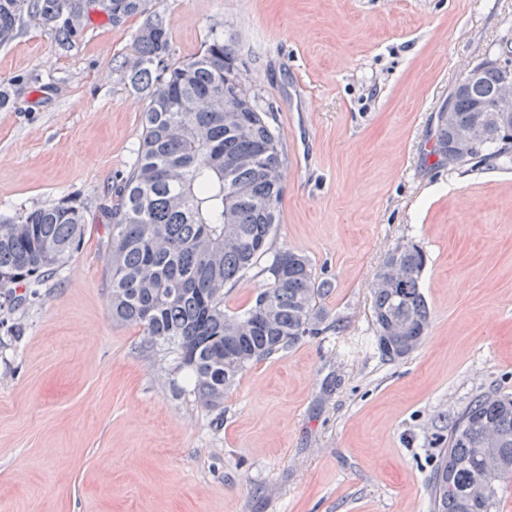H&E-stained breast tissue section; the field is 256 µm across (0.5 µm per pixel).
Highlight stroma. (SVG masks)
<instances>
[{"mask_svg": "<svg viewBox=\"0 0 512 512\" xmlns=\"http://www.w3.org/2000/svg\"><path fill=\"white\" fill-rule=\"evenodd\" d=\"M171 59L232 40L288 155L272 238L331 291L333 328L247 368L224 414L113 322L106 211L148 100L119 64L142 16L92 12L74 48L22 24L0 78V216L76 195L79 250L23 305L0 304V512H431L448 430L512 395V164L451 167L438 117L497 57L512 0H145ZM40 84H28L31 76ZM401 242L426 256L430 326L406 359L375 344L371 285Z\"/></svg>", "mask_w": 512, "mask_h": 512, "instance_id": "35a3bbf8", "label": "stroma"}]
</instances>
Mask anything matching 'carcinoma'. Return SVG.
Instances as JSON below:
<instances>
[{
	"label": "carcinoma",
	"instance_id": "obj_1",
	"mask_svg": "<svg viewBox=\"0 0 512 512\" xmlns=\"http://www.w3.org/2000/svg\"><path fill=\"white\" fill-rule=\"evenodd\" d=\"M119 23L145 16L135 54L124 60L131 86L148 97L136 160L108 209L106 244L112 320L142 329L145 343L186 373L198 402L224 414V394L251 365L319 334L318 303L331 288L308 257L271 252V236L287 166L282 137L254 95H224L239 71L233 44L214 34L203 50L168 62L165 16L144 0H0V46L22 16L48 29L67 50L91 11ZM502 74L458 86L449 100L454 127L499 141L474 150L466 163L512 161V136L478 123L476 107L495 100ZM453 133L438 122L435 153L444 159ZM87 224L83 202L68 197L16 217L0 218V289L19 305L39 294L76 252ZM264 283L241 312L224 311V288L259 259ZM426 264L414 244L400 243L377 271L372 318L378 348L389 360L408 357L430 320L420 287ZM24 293H17V289ZM512 482V396L482 395L455 419L430 488L432 512H497Z\"/></svg>",
	"mask_w": 512,
	"mask_h": 512
}]
</instances>
